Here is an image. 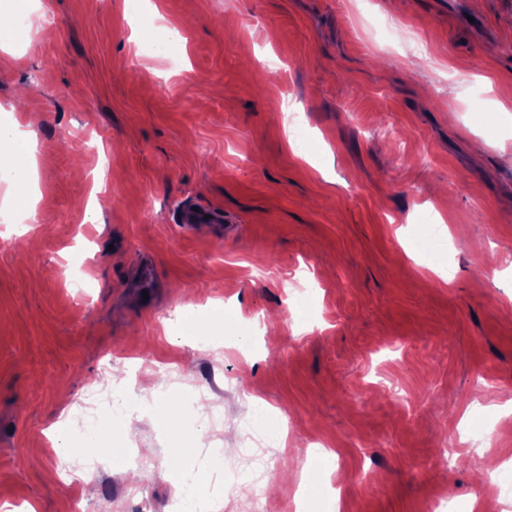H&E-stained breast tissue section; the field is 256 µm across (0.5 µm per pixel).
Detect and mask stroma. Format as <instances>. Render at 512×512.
Segmentation results:
<instances>
[{
    "label": "stroma",
    "instance_id": "35a3bbf8",
    "mask_svg": "<svg viewBox=\"0 0 512 512\" xmlns=\"http://www.w3.org/2000/svg\"><path fill=\"white\" fill-rule=\"evenodd\" d=\"M43 2L50 38L0 53V121L36 137L49 228L28 249L0 212V507L169 512L189 473L238 512L239 422L260 395L289 448L261 476L274 512H317L296 500L326 482L340 512L438 495L512 512L479 475L491 455L512 471V0H157L193 22L183 59L130 42L123 0ZM190 205L231 231L184 227ZM220 304L247 350L181 333ZM167 368L220 420L176 436L143 419L73 482L49 431L92 388L159 389Z\"/></svg>",
    "mask_w": 512,
    "mask_h": 512
}]
</instances>
